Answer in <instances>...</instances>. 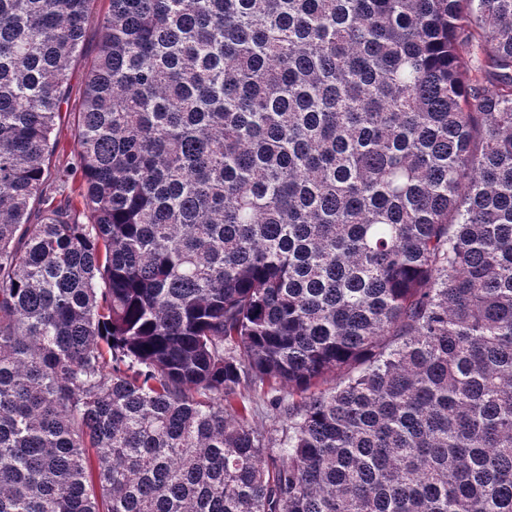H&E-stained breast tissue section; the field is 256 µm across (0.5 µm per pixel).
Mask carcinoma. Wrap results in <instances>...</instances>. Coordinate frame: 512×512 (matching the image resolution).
<instances>
[{
    "label": "carcinoma",
    "instance_id": "obj_1",
    "mask_svg": "<svg viewBox=\"0 0 512 512\" xmlns=\"http://www.w3.org/2000/svg\"><path fill=\"white\" fill-rule=\"evenodd\" d=\"M95 3L0 0V512H512V0H110L75 190ZM99 41V31L95 21L86 26L82 49L70 63L69 81L66 92V103L60 114L55 118L51 136L53 149L49 157L51 176L57 170L74 166L79 150L77 121L82 111L84 97V78L86 70L94 58Z\"/></svg>",
    "mask_w": 512,
    "mask_h": 512
}]
</instances>
